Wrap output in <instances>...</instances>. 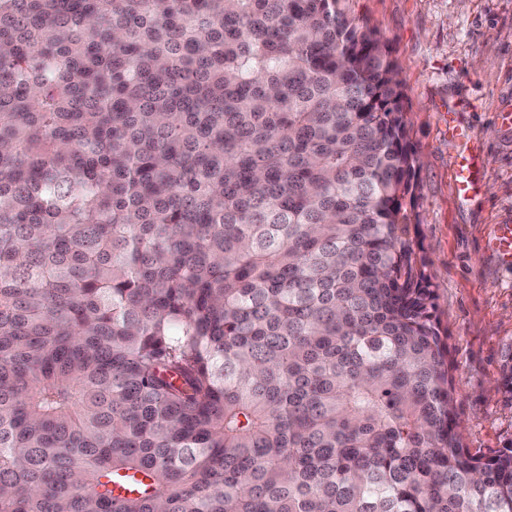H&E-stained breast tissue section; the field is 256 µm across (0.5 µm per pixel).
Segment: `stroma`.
<instances>
[{
	"mask_svg": "<svg viewBox=\"0 0 512 512\" xmlns=\"http://www.w3.org/2000/svg\"><path fill=\"white\" fill-rule=\"evenodd\" d=\"M351 9L396 65L420 160L411 236L448 333L463 440L490 454L512 446V395L495 388L512 355V266L488 247L496 225H512V0H352ZM452 114L483 166V187L466 200L452 180Z\"/></svg>",
	"mask_w": 512,
	"mask_h": 512,
	"instance_id": "1",
	"label": "stroma"
}]
</instances>
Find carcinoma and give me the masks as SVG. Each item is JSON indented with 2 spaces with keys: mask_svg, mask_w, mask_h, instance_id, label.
<instances>
[{
  "mask_svg": "<svg viewBox=\"0 0 512 512\" xmlns=\"http://www.w3.org/2000/svg\"><path fill=\"white\" fill-rule=\"evenodd\" d=\"M348 2L0 0V512H512Z\"/></svg>",
  "mask_w": 512,
  "mask_h": 512,
  "instance_id": "1",
  "label": "carcinoma"
}]
</instances>
